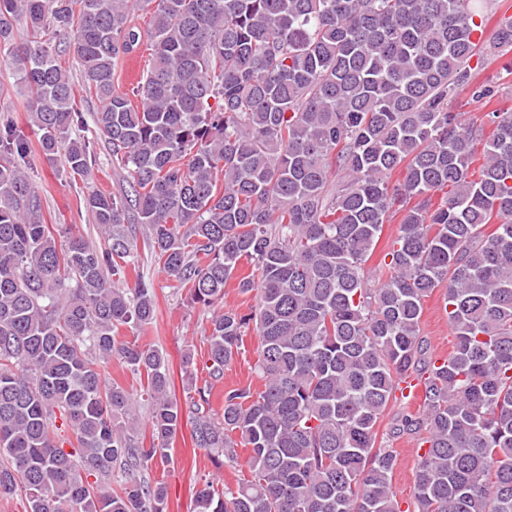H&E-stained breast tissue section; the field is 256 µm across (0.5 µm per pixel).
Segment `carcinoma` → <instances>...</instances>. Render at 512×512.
Instances as JSON below:
<instances>
[{"label":"carcinoma","instance_id":"obj_1","mask_svg":"<svg viewBox=\"0 0 512 512\" xmlns=\"http://www.w3.org/2000/svg\"><path fill=\"white\" fill-rule=\"evenodd\" d=\"M487 7L0 0V55L28 90L44 160L63 147L81 176L95 159L69 137L84 124L61 63L71 51L101 103L95 134L125 172L119 192L85 201L107 244L72 234L60 248L28 174L34 147L0 117V498L21 496L25 512H167L150 471L169 462L183 408L164 354L139 343L156 317L153 284L127 281L140 229L173 287L212 309L203 385L184 356L194 444L231 466L250 451L249 477L204 482L193 512H401L377 425L414 373L422 403L389 429L424 449L414 512H512V113H486L485 139L448 111L464 90L494 98L470 62L512 48V17L486 47ZM20 15L30 35L16 43ZM142 48L139 81L117 90V59ZM395 218L376 278L366 263ZM243 260L247 314L224 308ZM441 287L454 343L438 365L420 323ZM252 331L263 388L225 389L219 415L212 390ZM114 358L146 380L148 441Z\"/></svg>","mask_w":512,"mask_h":512}]
</instances>
